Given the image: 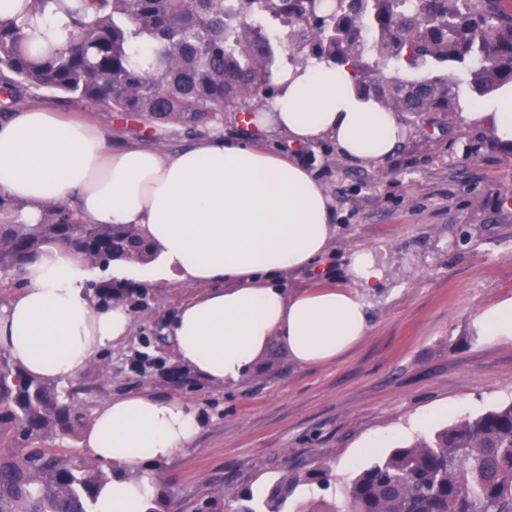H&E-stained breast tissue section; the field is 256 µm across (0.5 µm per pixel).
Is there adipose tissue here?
Listing matches in <instances>:
<instances>
[{
    "label": "adipose tissue",
    "mask_w": 512,
    "mask_h": 512,
    "mask_svg": "<svg viewBox=\"0 0 512 512\" xmlns=\"http://www.w3.org/2000/svg\"><path fill=\"white\" fill-rule=\"evenodd\" d=\"M460 119L487 125L512 151V83ZM248 129L286 133L294 147L330 138L338 152L366 165L395 151L405 126L359 96L347 69L312 60L277 74L271 100ZM0 193L23 200L31 224L55 201L76 205L95 224L133 225L163 263L141 265V282L162 272L202 287L168 319L167 331L178 360L203 380L238 383L273 341L302 366L324 364L367 331L357 289L380 277L372 252L351 254L348 287L289 295L278 283L279 273L323 256L334 232L329 197L286 153L218 134L174 151L116 147L90 122L26 106L0 118ZM93 274L86 258L52 249L27 266L23 286L0 307V347L29 374L67 382L129 336L128 309L93 302ZM196 430L195 408L178 399L139 393L100 408L81 454L125 465L138 477L113 480L96 512H131L134 502L154 498L160 478L151 461L190 447Z\"/></svg>",
    "instance_id": "ef3b65f1"
}]
</instances>
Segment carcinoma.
I'll use <instances>...</instances> for the list:
<instances>
[{"label":"carcinoma","mask_w":512,"mask_h":512,"mask_svg":"<svg viewBox=\"0 0 512 512\" xmlns=\"http://www.w3.org/2000/svg\"><path fill=\"white\" fill-rule=\"evenodd\" d=\"M53 3L70 18L61 48L38 47L28 23L0 19V87L15 103L41 92L106 103L152 128L155 140L175 126L215 130L224 113L272 92L285 51L292 62L302 53L305 63L348 69L360 95L402 120L463 111L453 70L479 97L512 82L509 0H28L27 12L41 16ZM24 209L0 194V288L53 246L102 268L152 255L130 226L92 224L59 203L29 224ZM91 288L102 302L122 304L132 290L110 278ZM83 390L27 374L0 348V512H95L112 478L136 477L64 445L91 419ZM335 478L327 463L285 472L257 501L243 492L238 512H288L300 484L327 488ZM345 494L346 512H512V403L393 449L356 474ZM171 505L161 488L136 512ZM193 512H224V495L211 494Z\"/></svg>","instance_id":"cac0c4a2"}]
</instances>
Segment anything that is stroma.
I'll return each mask as SVG.
<instances>
[{"instance_id":"obj_1","label":"stroma","mask_w":512,"mask_h":512,"mask_svg":"<svg viewBox=\"0 0 512 512\" xmlns=\"http://www.w3.org/2000/svg\"><path fill=\"white\" fill-rule=\"evenodd\" d=\"M405 138L371 167L341 155L331 140L293 153L332 201L336 232L311 265L287 271L290 293L350 285L354 250H371L383 270L364 299L365 337L334 362L303 367L271 342L257 371L237 385L202 381L176 358L166 322L199 289L176 281L149 284L135 328L101 353L112 379L95 364L81 399L96 410L129 393L147 392L196 406L190 448L161 463L172 512H192L220 490L235 508L243 490L262 495L285 471L330 463L328 489L300 486L290 512L344 504L349 475L369 466V438L385 450L425 432L512 402V340L474 335L473 317L512 298V152L491 131L437 112L408 121Z\"/></svg>"}]
</instances>
